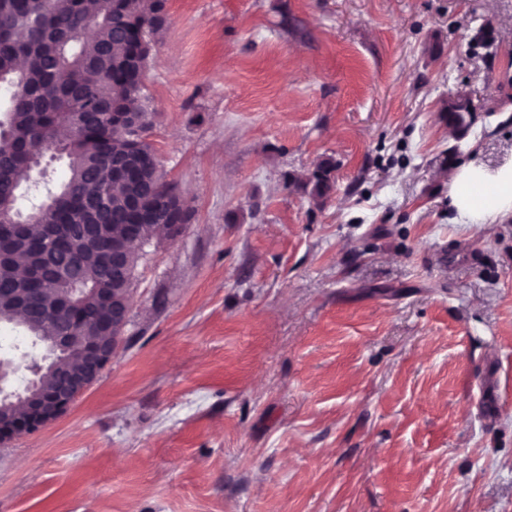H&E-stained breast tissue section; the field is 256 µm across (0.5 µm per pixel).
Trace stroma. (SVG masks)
Instances as JSON below:
<instances>
[{
	"label": "stroma",
	"instance_id": "1",
	"mask_svg": "<svg viewBox=\"0 0 512 512\" xmlns=\"http://www.w3.org/2000/svg\"><path fill=\"white\" fill-rule=\"evenodd\" d=\"M150 140L191 212L126 341L0 444V512H512V0H167ZM466 87L483 112L450 143ZM328 160L324 206L287 174ZM455 224H495L512 217V158L496 168L459 163L448 189Z\"/></svg>",
	"mask_w": 512,
	"mask_h": 512
}]
</instances>
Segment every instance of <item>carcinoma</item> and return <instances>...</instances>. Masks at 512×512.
<instances>
[{"label":"carcinoma","instance_id":"cac0c4a2","mask_svg":"<svg viewBox=\"0 0 512 512\" xmlns=\"http://www.w3.org/2000/svg\"><path fill=\"white\" fill-rule=\"evenodd\" d=\"M168 22L166 0H0V93L7 98L0 138V206L21 212L23 191L45 190L41 219L20 217L0 226V323L21 313L42 336L74 332L75 314L55 304L56 293L37 280L17 278L18 260L34 270L69 273L84 290L81 312L105 319L99 294L126 287L112 281L106 258L112 239L130 243L170 237L169 226L186 224L189 209L168 198L148 140L153 111L141 78L152 46ZM92 33L82 34L87 25ZM140 121L135 159L130 131L114 119ZM64 144L67 175L57 186L36 176L33 157ZM331 163L289 175L288 186L303 190L320 207L334 182ZM88 224L103 226L105 238L92 245Z\"/></svg>","mask_w":512,"mask_h":512}]
</instances>
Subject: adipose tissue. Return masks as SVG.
<instances>
[{
  "instance_id": "1",
  "label": "adipose tissue",
  "mask_w": 512,
  "mask_h": 512,
  "mask_svg": "<svg viewBox=\"0 0 512 512\" xmlns=\"http://www.w3.org/2000/svg\"><path fill=\"white\" fill-rule=\"evenodd\" d=\"M448 198L457 224H492L512 217V159L493 169L474 160L458 164Z\"/></svg>"
}]
</instances>
